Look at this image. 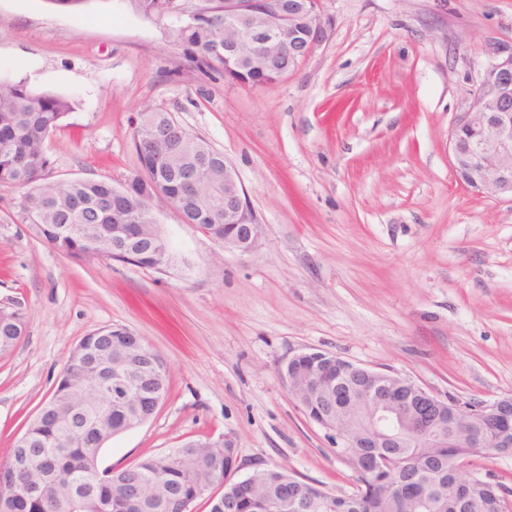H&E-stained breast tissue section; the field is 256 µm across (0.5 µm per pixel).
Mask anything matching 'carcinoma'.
Segmentation results:
<instances>
[{
	"instance_id": "cac0c4a2",
	"label": "carcinoma",
	"mask_w": 512,
	"mask_h": 512,
	"mask_svg": "<svg viewBox=\"0 0 512 512\" xmlns=\"http://www.w3.org/2000/svg\"><path fill=\"white\" fill-rule=\"evenodd\" d=\"M147 16H162L171 0H134ZM238 32L224 25V0L204 14L180 22L167 38L197 63L221 70L234 81L260 84L245 61L224 59V38ZM72 109L69 98L34 92L22 80L0 77V186L19 191L15 223L28 225L58 253L73 260L100 257L124 261L121 254L148 248L141 234L153 223V201L173 202L185 224H197L209 236L224 238V153L182 126L172 114L143 110L132 132L140 172L131 184L116 187L103 179L48 178L52 161L45 142ZM195 175L184 181L186 172ZM65 224L84 231L69 236ZM21 305L0 310V353L8 351L26 329ZM336 384V397L317 395L301 371L293 373L292 396L309 419L333 413L345 426L361 419L363 394L371 383L363 375L336 372L320 362ZM127 377L130 397L112 403V415L95 405L111 396L112 381ZM168 368L143 339L126 329H99L72 352L43 415L33 419L15 442L9 462L0 470V483L14 491V512H62L59 503L73 492L91 499L96 512H184L185 500L201 499L211 483L235 464L230 440L217 446L189 440L167 454L146 456L137 463L100 474L95 462L102 434H119L129 420L153 413L155 400L167 396ZM430 432L445 438L426 446L414 436L401 448H349L357 491L332 495L278 467L260 470L233 490L229 501H215L209 512H253L274 502L283 490L304 504L302 512H499L501 486L476 483L466 498L457 492L455 466L463 459L490 452L475 448L492 437L477 411L453 417L433 413ZM381 454L389 460L390 477L383 479L361 468L364 460Z\"/></svg>"
}]
</instances>
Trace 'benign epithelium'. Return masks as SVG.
Returning a JSON list of instances; mask_svg holds the SVG:
<instances>
[{
	"label": "benign epithelium",
	"mask_w": 512,
	"mask_h": 512,
	"mask_svg": "<svg viewBox=\"0 0 512 512\" xmlns=\"http://www.w3.org/2000/svg\"><path fill=\"white\" fill-rule=\"evenodd\" d=\"M224 0V20L247 21L245 36L224 42V56L246 60L260 72L273 70L266 45L276 42L288 51V70L292 71L330 35L332 19L323 0ZM448 153L452 169L460 183L485 198H512V45L491 48L488 60L476 77V89L468 107L456 113L448 130ZM262 235V225L254 219L236 170L224 163V248L250 252ZM152 246L156 251L153 268L170 266L173 254L162 230H157ZM399 381L410 386L396 394L389 407L373 396L371 427L382 439H398L403 434L401 411L414 400L420 409L439 408L445 400L405 377ZM512 398L505 396L485 403L483 417L498 416L509 410Z\"/></svg>",
	"instance_id": "benign-epithelium-1"
}]
</instances>
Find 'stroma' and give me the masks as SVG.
Segmentation results:
<instances>
[{
  "mask_svg": "<svg viewBox=\"0 0 512 512\" xmlns=\"http://www.w3.org/2000/svg\"><path fill=\"white\" fill-rule=\"evenodd\" d=\"M328 40L279 84L253 89L190 62L170 17L133 0H0V75L69 97L47 139L51 178L126 182L132 131L153 107L223 152L262 236L224 249L163 202L164 270L57 253L14 221L0 187V299L26 330L0 354V464L90 333L125 328L164 360L170 391L113 437L124 468L191 439L233 440L238 476L280 467L356 489L335 437L280 377L321 349L439 397L512 396V200L478 196L448 154L489 48L512 44V0H324Z\"/></svg>",
  "mask_w": 512,
  "mask_h": 512,
  "instance_id": "1",
  "label": "stroma"
}]
</instances>
